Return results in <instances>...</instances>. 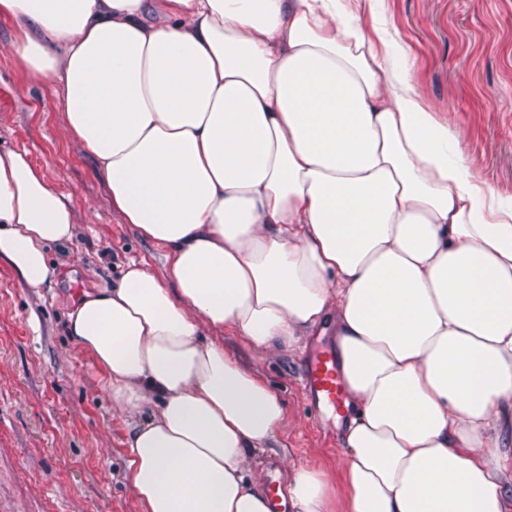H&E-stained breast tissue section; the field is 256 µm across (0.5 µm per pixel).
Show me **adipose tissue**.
I'll use <instances>...</instances> for the list:
<instances>
[{"mask_svg":"<svg viewBox=\"0 0 512 512\" xmlns=\"http://www.w3.org/2000/svg\"><path fill=\"white\" fill-rule=\"evenodd\" d=\"M31 83H50L112 208L163 250L67 315L134 414L143 512H268L246 475L278 396L201 339L254 348L333 332L352 414L346 512L512 506V195L417 92L352 0H0ZM70 200L0 153V260L52 283ZM294 471L293 512H332Z\"/></svg>","mask_w":512,"mask_h":512,"instance_id":"adipose-tissue-1","label":"adipose tissue"}]
</instances>
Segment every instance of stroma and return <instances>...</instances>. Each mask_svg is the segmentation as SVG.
<instances>
[{"label":"stroma","instance_id":"35a3bbf8","mask_svg":"<svg viewBox=\"0 0 512 512\" xmlns=\"http://www.w3.org/2000/svg\"><path fill=\"white\" fill-rule=\"evenodd\" d=\"M381 17L409 49L421 97L465 128L469 163L512 195V0H381ZM15 34L0 23V148L27 151L70 198L75 231L48 252L56 283L29 288L0 261V512H141L128 469L132 419L112 404L66 323L74 298L111 287L128 261L162 275L163 251L113 210L52 85L31 84L14 58ZM201 333L283 404L274 448L247 462L253 481L269 486L277 470L285 486L296 469L323 472L334 512H345L343 430L321 422L302 389L305 349L332 345L333 336L268 353L228 329Z\"/></svg>","mask_w":512,"mask_h":512}]
</instances>
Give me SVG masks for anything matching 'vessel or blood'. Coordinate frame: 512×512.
Masks as SVG:
<instances>
[{"label": "vessel or blood", "mask_w": 512, "mask_h": 512, "mask_svg": "<svg viewBox=\"0 0 512 512\" xmlns=\"http://www.w3.org/2000/svg\"><path fill=\"white\" fill-rule=\"evenodd\" d=\"M312 402L323 413L336 415L346 408V386L332 349H318L308 354L303 376Z\"/></svg>", "instance_id": "b4317fda"}]
</instances>
